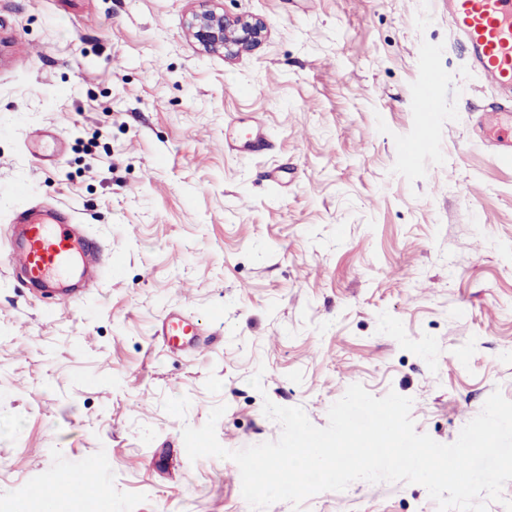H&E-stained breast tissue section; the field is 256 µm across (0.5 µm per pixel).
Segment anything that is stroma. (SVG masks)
<instances>
[{
	"instance_id": "35a3bbf8",
	"label": "stroma",
	"mask_w": 512,
	"mask_h": 512,
	"mask_svg": "<svg viewBox=\"0 0 512 512\" xmlns=\"http://www.w3.org/2000/svg\"><path fill=\"white\" fill-rule=\"evenodd\" d=\"M206 11L265 38L204 51ZM430 48L434 151L409 161ZM494 98L446 0H0V502L40 512L29 487L91 460L112 512H251L234 461L186 452L217 405L236 451L279 438L265 401L322 428L356 383L443 444L512 401V160L475 134ZM257 125L264 150L230 149ZM30 207L102 245L80 301L9 267ZM172 312L201 329L180 355ZM266 512L438 507L357 480Z\"/></svg>"
}]
</instances>
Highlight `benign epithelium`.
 <instances>
[{"label": "benign epithelium", "instance_id": "1", "mask_svg": "<svg viewBox=\"0 0 512 512\" xmlns=\"http://www.w3.org/2000/svg\"><path fill=\"white\" fill-rule=\"evenodd\" d=\"M189 29L204 48L222 49L229 56L256 47L266 32L260 19L229 18L213 12L194 16Z\"/></svg>", "mask_w": 512, "mask_h": 512}]
</instances>
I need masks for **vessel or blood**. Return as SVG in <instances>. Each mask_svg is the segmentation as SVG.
Instances as JSON below:
<instances>
[{
    "label": "vessel or blood",
    "mask_w": 512,
    "mask_h": 512,
    "mask_svg": "<svg viewBox=\"0 0 512 512\" xmlns=\"http://www.w3.org/2000/svg\"><path fill=\"white\" fill-rule=\"evenodd\" d=\"M448 22L456 41L467 48L471 69L495 88L500 100L489 113L488 134L497 154L512 159V0H448ZM445 81L433 63L424 65L423 89L415 102L426 124L418 138L402 145L405 157L430 152L428 125L437 120L435 89ZM22 235L9 249L12 267L32 285L65 284L81 275L85 286L99 278L100 246L88 235L77 234L54 211L29 208L17 213ZM171 351L191 345L196 325L185 317L165 319L159 330Z\"/></svg>",
    "instance_id": "1"
}]
</instances>
